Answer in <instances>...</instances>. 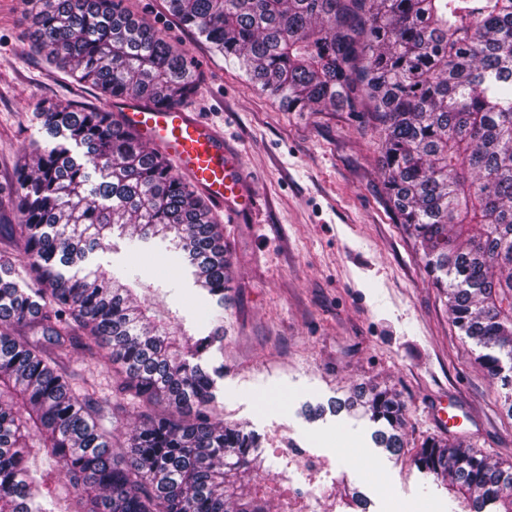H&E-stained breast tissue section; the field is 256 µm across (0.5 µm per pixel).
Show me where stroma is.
Masks as SVG:
<instances>
[{"instance_id":"35a3bbf8","label":"stroma","mask_w":512,"mask_h":512,"mask_svg":"<svg viewBox=\"0 0 512 512\" xmlns=\"http://www.w3.org/2000/svg\"><path fill=\"white\" fill-rule=\"evenodd\" d=\"M194 65L197 93L186 111L204 118L239 154L251 180V211L211 212L224 233L232 289L224 294V339L201 355L222 368L215 416L259 437L263 474L283 465L289 446L325 455L333 487L350 484L369 512H455L434 476L413 458L429 438L465 439L490 458L512 461V417L499 379L478 363L430 283L408 232L386 202L368 112H291L252 88L230 59L178 23L166 0H126ZM33 0H0V224L16 221L8 194L14 168L39 137L38 112L61 103L118 112L120 102L49 65L30 38ZM85 267L112 264L140 273L141 302L175 317L193 338L212 327L201 313L213 300L190 266L172 264L171 240L130 246L113 231ZM358 384L388 389L403 408L405 449L393 456L370 440L367 421L306 406L345 397ZM455 399L459 426L442 429L439 403Z\"/></svg>"}]
</instances>
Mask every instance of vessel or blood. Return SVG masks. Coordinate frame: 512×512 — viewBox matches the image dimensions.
<instances>
[{
  "instance_id": "obj_1",
  "label": "vessel or blood",
  "mask_w": 512,
  "mask_h": 512,
  "mask_svg": "<svg viewBox=\"0 0 512 512\" xmlns=\"http://www.w3.org/2000/svg\"><path fill=\"white\" fill-rule=\"evenodd\" d=\"M119 120L170 157L213 202L227 206L250 201L243 170L229 164L223 137L205 120L180 107L143 108L125 104Z\"/></svg>"
}]
</instances>
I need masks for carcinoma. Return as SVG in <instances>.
<instances>
[{
	"label": "carcinoma",
	"instance_id": "1",
	"mask_svg": "<svg viewBox=\"0 0 512 512\" xmlns=\"http://www.w3.org/2000/svg\"><path fill=\"white\" fill-rule=\"evenodd\" d=\"M166 2L289 110L369 105L387 201L453 324L512 389V0ZM29 19L46 61L106 97L179 106L195 92L186 54L124 0H42ZM40 119L47 139H32L15 177L18 223L0 224V238L24 242L0 253V512H58L41 488L62 477L74 512H269L258 438L212 417L214 379L192 362L223 339L224 313L191 345L138 300L139 276L64 273L128 224L131 237H173L222 307L228 262L207 203L112 113L66 106ZM75 353L119 366L118 395L147 416L126 444L104 430L96 386L77 394L61 372ZM330 408L361 411L376 447L403 450L395 396L357 387ZM40 452L59 468H34ZM415 462L464 512H512L511 463L434 439Z\"/></svg>",
	"mask_w": 512,
	"mask_h": 512
}]
</instances>
